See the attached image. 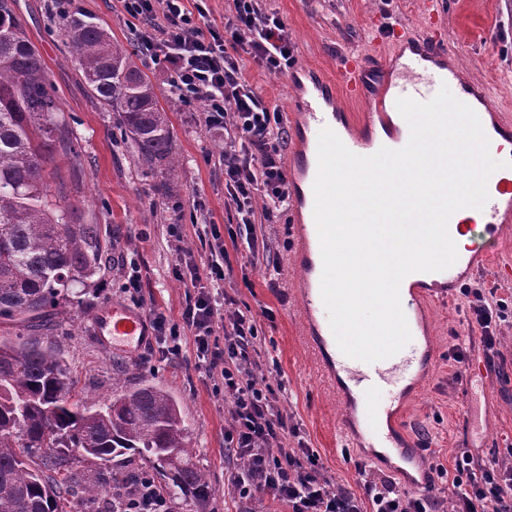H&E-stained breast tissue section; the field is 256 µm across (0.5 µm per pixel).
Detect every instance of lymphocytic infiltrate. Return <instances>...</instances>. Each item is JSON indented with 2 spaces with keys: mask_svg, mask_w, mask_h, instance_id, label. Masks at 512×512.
Listing matches in <instances>:
<instances>
[{
  "mask_svg": "<svg viewBox=\"0 0 512 512\" xmlns=\"http://www.w3.org/2000/svg\"><path fill=\"white\" fill-rule=\"evenodd\" d=\"M207 0H120L121 11L138 21L137 53L149 65L170 72V85L183 103L202 102L204 123L223 129L225 148L218 157L224 187L255 250L256 219L271 220L287 210L290 190L280 164L288 129L278 107L268 104L244 73L242 58L272 75H285L295 61L283 18L264 0H232L222 27L200 26ZM223 249L212 250L206 267L186 261L176 271L185 288L180 324L151 314L156 338L193 337L195 359L204 368L231 419L224 446L239 465L232 486L246 501L269 499L288 512H512V448L485 462L469 452L455 459L447 500L426 492L410 494L359 467L360 493L342 488L325 475L319 454L304 442L289 446L297 429L275 408L276 392L262 362L253 315L225 313L219 293L226 277ZM468 326L479 331L487 363L500 357L501 322L512 310L488 299L483 288H466Z\"/></svg>",
  "mask_w": 512,
  "mask_h": 512,
  "instance_id": "1",
  "label": "lymphocytic infiltrate"
}]
</instances>
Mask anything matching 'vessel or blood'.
<instances>
[{
	"label": "vessel or blood",
	"mask_w": 512,
	"mask_h": 512,
	"mask_svg": "<svg viewBox=\"0 0 512 512\" xmlns=\"http://www.w3.org/2000/svg\"><path fill=\"white\" fill-rule=\"evenodd\" d=\"M448 45L441 35L431 34L425 43L411 46L404 62L387 64L378 55H357L343 59L337 68V83L317 82L302 91L293 104L299 117L300 135L289 156L287 179L294 196V262L301 276L294 291L303 303V317L308 344L318 365L323 369L327 384L337 385L347 394L357 412L356 422L365 447L386 448L395 443L391 430L394 410L380 406L377 397L390 385H397L394 402L403 401L420 382L434 360L429 345L420 343L412 349L380 361L367 363L345 355L339 348L330 326L328 312L321 295L322 256L320 239L314 219L313 184L317 173L319 133L331 128L345 147L359 156H371L380 149L397 150L406 146L409 128L381 136L352 135L345 130L346 112L337 105L335 86H342L347 102L362 101L366 82L373 72L390 70L378 101L380 111H396L397 101L434 96L437 87L448 84L454 97L471 107L476 114L495 111L496 105L488 87L478 86L457 78L444 61ZM492 144L491 156L498 161L512 160L511 152H503L502 144L512 146V124L498 123L485 131ZM489 200L482 209L484 221L466 224L450 217L448 232L451 238H464L458 260L450 268L431 274L416 272L401 283V304L411 333L420 327V301L427 295V281L442 282L445 288L455 289L479 262L491 258L497 251L499 231L506 215L512 213V181L492 174L488 180ZM101 344L115 353L142 348L150 339V330L142 313L120 306L101 310L94 319Z\"/></svg>",
	"instance_id": "b4317fda"
}]
</instances>
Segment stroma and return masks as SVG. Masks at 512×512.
Masks as SVG:
<instances>
[{"label":"stroma","mask_w":512,"mask_h":512,"mask_svg":"<svg viewBox=\"0 0 512 512\" xmlns=\"http://www.w3.org/2000/svg\"><path fill=\"white\" fill-rule=\"evenodd\" d=\"M50 6V0H17L16 7L77 140L75 153L57 155L50 191L79 189L84 222L99 227L103 261L86 284L76 285L73 301L54 308L43 325L32 328L0 320V340L35 338L53 346L81 397L90 403L110 399L116 378L131 385L150 383L171 395L179 406L193 460L212 488L203 504L173 497L172 512H285L283 505L269 500L247 508L234 495L235 464L224 451L230 418L204 370L196 366L190 332L181 334L180 355H170L164 345L152 342L131 359L106 350L92 330L96 313L113 304L144 314L153 309L169 320H179L185 300V290L174 275L179 251L191 250L199 265L210 256L209 245L197 239L192 227H185L183 243L173 241L169 226L182 216L194 215L219 226L231 265L224 292L232 309L251 311L255 317L266 356L280 366L269 382L287 389L279 406L298 424L301 438L318 452L337 484L358 490L356 466L366 462L406 492L409 478L423 479L439 464L452 468L461 452L485 461L512 448V322L500 326L504 363L483 367L480 340L470 337L465 321L468 303L458 292L424 302L436 356L420 387L405 402L403 427L398 431L399 441L417 452L415 467L402 471L389 457L371 462L365 449L340 442L336 430L348 408L323 382L303 335L301 301L290 288L298 274L288 233L292 211L257 225L256 253L238 246L239 226L225 194L224 172L206 161L207 155L223 150L224 134L204 125L201 105L173 100L167 71L152 68L148 75L168 111L180 157V192L171 199L162 197L156 178L142 174L132 151L114 138L115 117L92 96L71 57L64 21L52 15ZM269 6L288 26L296 67L331 81L337 78L340 59L369 51L372 44H382L385 55L398 56V48L385 40L384 32L391 25H405L419 38L428 34L426 0H270ZM438 9L449 62L462 78L490 85L502 113L512 117V0H439ZM72 13L92 17L115 41L133 47V26L122 15L118 0H74ZM244 67L251 84L281 112H289L296 91L286 77L269 75L249 59ZM131 262L140 276L136 291L126 287ZM272 263L279 267L274 280L268 277ZM464 283L481 285L512 306V233L502 235L492 261L471 272ZM459 336L469 337L471 347L460 368L448 359Z\"/></svg>","instance_id":"1"}]
</instances>
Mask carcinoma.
<instances>
[{"instance_id": "cac0c4a2", "label": "carcinoma", "mask_w": 512, "mask_h": 512, "mask_svg": "<svg viewBox=\"0 0 512 512\" xmlns=\"http://www.w3.org/2000/svg\"><path fill=\"white\" fill-rule=\"evenodd\" d=\"M64 36L92 95L116 114L120 137L145 174L166 176L178 195V163L167 111L131 51L102 25L71 17ZM75 151L50 89L44 60L16 13L0 0V319L32 322L68 300L99 268L97 225L79 207L52 200L46 169L57 151ZM24 448L41 450L32 465ZM93 467L75 471L73 451ZM139 455L168 479L169 491L204 503L211 487L192 462L176 401L153 384L112 382L103 405L74 400L64 360L37 340L0 341V512H63L64 496H103L99 512H123L137 475L121 457Z\"/></svg>"}]
</instances>
